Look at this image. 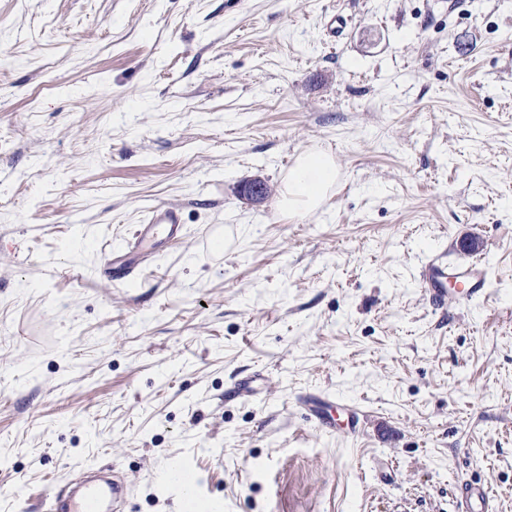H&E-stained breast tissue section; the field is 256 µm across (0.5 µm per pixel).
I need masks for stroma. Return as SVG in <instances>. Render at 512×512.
Wrapping results in <instances>:
<instances>
[{
  "mask_svg": "<svg viewBox=\"0 0 512 512\" xmlns=\"http://www.w3.org/2000/svg\"><path fill=\"white\" fill-rule=\"evenodd\" d=\"M440 251L488 298L433 306ZM101 466L116 512H512V0H0V512ZM336 182V165L324 151L301 153L284 181L279 208L288 214L316 212ZM185 225L181 223L180 209L160 206L151 211L134 234V241L123 249H113L110 260L100 271L101 280L113 287H126L139 276L145 258L155 253L165 242L183 237ZM488 273V268L480 262L453 264L444 255H438L422 266L420 284L429 301L434 306H442L449 299L448 276L454 277L464 287L455 293L463 294L467 300L472 301L488 296ZM489 502V493L483 486L465 484L461 487L456 509L458 512L488 511Z\"/></svg>",
  "mask_w": 512,
  "mask_h": 512,
  "instance_id": "stroma-1",
  "label": "stroma"
}]
</instances>
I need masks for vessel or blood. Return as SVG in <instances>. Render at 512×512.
Masks as SVG:
<instances>
[{
	"instance_id": "vessel-or-blood-1",
	"label": "vessel or blood",
	"mask_w": 512,
	"mask_h": 512,
	"mask_svg": "<svg viewBox=\"0 0 512 512\" xmlns=\"http://www.w3.org/2000/svg\"><path fill=\"white\" fill-rule=\"evenodd\" d=\"M185 226L181 222L178 207L165 205L152 210L139 224L134 241L122 249L109 253V260L100 271L101 280L113 287H125L134 283L145 258L155 253L165 242L183 237ZM488 268L479 262L453 264L438 255L429 259L421 268L420 284L433 305L441 306L448 300V281L456 279L463 286L467 300L486 296ZM75 493L64 495L56 487H48L42 495V503L50 512H104L106 501H119L123 493L120 480L98 483L77 476ZM490 496L480 485L466 484L457 500L458 512H487Z\"/></svg>"
}]
</instances>
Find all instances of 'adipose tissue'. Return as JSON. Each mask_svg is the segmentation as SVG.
<instances>
[{
  "label": "adipose tissue",
  "instance_id": "adipose-tissue-1",
  "mask_svg": "<svg viewBox=\"0 0 512 512\" xmlns=\"http://www.w3.org/2000/svg\"><path fill=\"white\" fill-rule=\"evenodd\" d=\"M336 182V165L323 151L301 153L284 181L279 208L287 213L305 215L316 212Z\"/></svg>",
  "mask_w": 512,
  "mask_h": 512
}]
</instances>
